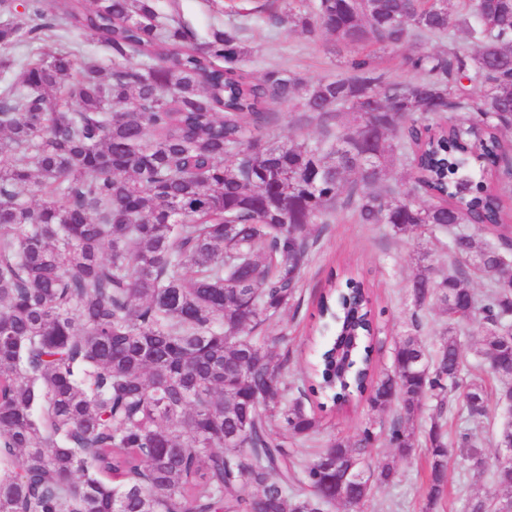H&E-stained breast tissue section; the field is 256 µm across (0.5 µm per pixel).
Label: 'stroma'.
<instances>
[{"label": "stroma", "instance_id": "obj_1", "mask_svg": "<svg viewBox=\"0 0 512 512\" xmlns=\"http://www.w3.org/2000/svg\"><path fill=\"white\" fill-rule=\"evenodd\" d=\"M262 0H157L160 17H182L206 36L211 27H236L241 45L251 60L254 76H262L271 67L299 72L309 79L335 76L341 69L329 52L331 36L309 38L306 35L277 30L266 25L255 13ZM444 236L410 232L393 236L383 224H357L347 212H338L333 224L321 234L315 255L304 272V291L300 306L285 310L268 327L277 342L272 351L275 360L284 362L289 377H300L313 361L321 336L313 315L317 299L327 286L331 271L350 268L364 274L376 309L382 310L379 343L374 354L376 372L392 363L393 349L410 322L412 306L407 285L417 268L421 253L442 256ZM315 397H307V409L317 410L319 432L314 442H294L299 458H309L314 448L324 447L330 438L341 436L355 440L365 427L386 429L395 408H373L368 398H360L341 410H318ZM425 442L417 440L413 455L399 464L400 477L390 486L376 489L368 512H464L467 497L478 494L499 497L512 492V486L488 474L477 483L465 481L460 468L448 470V493L434 507L427 508L422 495L425 482Z\"/></svg>", "mask_w": 512, "mask_h": 512}]
</instances>
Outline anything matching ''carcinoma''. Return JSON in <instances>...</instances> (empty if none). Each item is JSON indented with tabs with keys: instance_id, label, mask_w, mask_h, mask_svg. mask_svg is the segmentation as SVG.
<instances>
[{
	"instance_id": "carcinoma-1",
	"label": "carcinoma",
	"mask_w": 512,
	"mask_h": 512,
	"mask_svg": "<svg viewBox=\"0 0 512 512\" xmlns=\"http://www.w3.org/2000/svg\"><path fill=\"white\" fill-rule=\"evenodd\" d=\"M299 2L269 24L354 48L347 74L256 78L235 33L161 23L155 0H27L22 12L0 0V512H362L419 431L428 506L453 462L512 481L470 433L448 448L443 422L457 407L475 427L487 415L463 336L494 359L498 398L512 389V0ZM451 32L467 45L403 56L412 79L381 71L375 50ZM284 105L325 136L280 141ZM396 164L404 183L392 186ZM339 207L396 235L445 231L450 263L420 264L411 326L379 375L368 287L330 278L319 318L348 320L358 346L342 368L339 349H322L308 390L322 409L367 394L398 413L302 461L288 438H313L319 420L288 399L301 387L263 332L300 300ZM430 308L448 318L432 354L419 316ZM378 444L396 454L374 465ZM466 512H512V495L470 496Z\"/></svg>"
}]
</instances>
